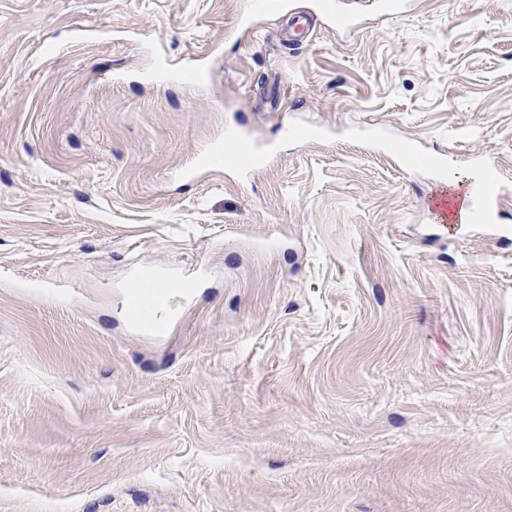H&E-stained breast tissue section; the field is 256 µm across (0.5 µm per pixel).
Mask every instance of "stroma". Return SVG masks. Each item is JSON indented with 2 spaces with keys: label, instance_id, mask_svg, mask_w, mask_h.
<instances>
[{
  "label": "stroma",
  "instance_id": "stroma-1",
  "mask_svg": "<svg viewBox=\"0 0 512 512\" xmlns=\"http://www.w3.org/2000/svg\"><path fill=\"white\" fill-rule=\"evenodd\" d=\"M349 7L0 0V512H512V0ZM236 118L245 183L201 165ZM376 126L494 161L500 223ZM292 1L286 0H247L244 1V10L240 12L241 28H253L254 19L263 16L273 11H286L290 10ZM239 29V30H240ZM313 2L325 24L336 29L337 32L347 33L357 26L355 15L345 11L340 0H314Z\"/></svg>",
  "mask_w": 512,
  "mask_h": 512
}]
</instances>
